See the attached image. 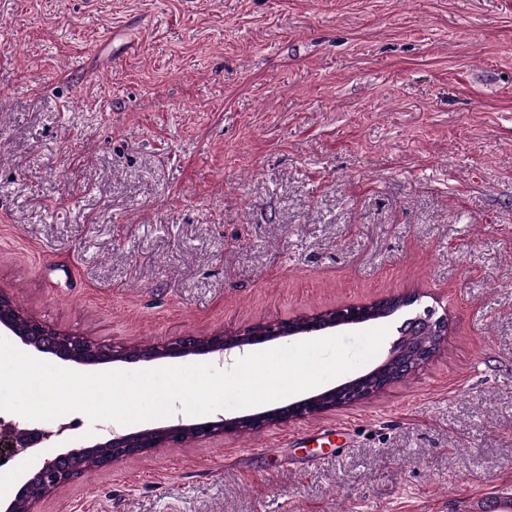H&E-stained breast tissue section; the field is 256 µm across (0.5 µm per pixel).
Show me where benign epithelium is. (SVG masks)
Here are the masks:
<instances>
[{"label": "benign epithelium", "instance_id": "1", "mask_svg": "<svg viewBox=\"0 0 512 512\" xmlns=\"http://www.w3.org/2000/svg\"><path fill=\"white\" fill-rule=\"evenodd\" d=\"M377 318V315H369L362 311L360 306H346L327 310L306 318L303 321H282L274 324H255L236 330L216 334L214 336H180L166 345L154 358H183L190 355L220 354L226 357L233 353H244L247 348L263 344L269 341L281 340L285 343L292 341V337L299 334L322 333L346 325H358ZM426 329H435L445 336L448 332L447 316L435 317L431 309L423 311L405 319L398 328L399 337L395 339L384 359L369 372L352 380L334 386L320 394L294 401L282 408L266 410L247 416H222L217 421H202L185 424L178 422L155 429H145L134 432H113L110 437L102 442L90 444L86 441H71L62 448H54L51 452L40 454L39 462L34 466H28L21 462L16 465L20 470V486L17 493H32L30 507H35L44 497L43 488L53 491L60 486L74 480L73 469L70 463L94 448L110 445L119 451H125L137 445V440L154 434L162 438L191 436L193 439L205 438L224 432H234L244 424L262 427L266 424L283 419L303 417L326 411L323 403L328 399H334L335 405L340 406L349 403V400L361 398L370 391V381L379 377L384 380V385H389L395 380L396 374L403 369L416 370L424 365L421 357L431 359L435 351L425 353L417 351L419 343L416 338L423 335ZM7 331L15 336L22 345L30 351L40 354L45 348L43 340L46 338L68 346V341H78L85 353L75 359L61 355L59 359L65 362H75L81 365H99L111 362H137L139 358L124 346L105 345L94 343L84 337H75L72 334L53 328L38 320L34 321L30 334L23 336L15 329L13 323L6 314L0 315V331ZM34 444L26 432H0V459L10 463L21 451L29 449Z\"/></svg>", "mask_w": 512, "mask_h": 512}]
</instances>
